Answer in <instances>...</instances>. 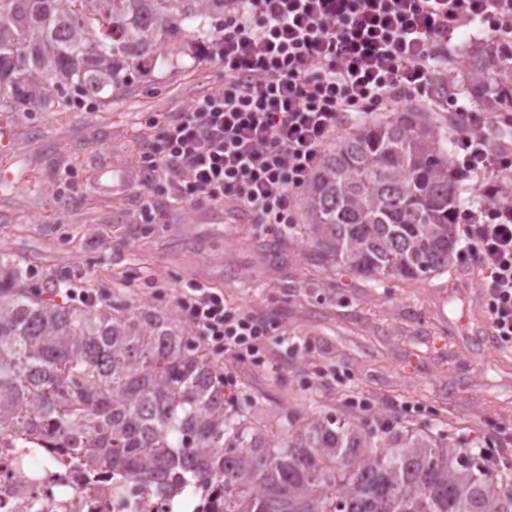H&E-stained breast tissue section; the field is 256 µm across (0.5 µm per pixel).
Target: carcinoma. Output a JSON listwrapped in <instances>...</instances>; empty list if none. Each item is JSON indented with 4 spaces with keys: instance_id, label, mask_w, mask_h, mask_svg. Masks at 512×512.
<instances>
[{
    "instance_id": "1",
    "label": "carcinoma",
    "mask_w": 512,
    "mask_h": 512,
    "mask_svg": "<svg viewBox=\"0 0 512 512\" xmlns=\"http://www.w3.org/2000/svg\"><path fill=\"white\" fill-rule=\"evenodd\" d=\"M225 0H0V112H110L135 76L214 48ZM448 87L512 146V36ZM464 180L426 109L349 132L308 184L312 255L375 284L448 270ZM181 320L57 302L0 251V429L42 430L151 481L224 486V512H512V469L433 427L313 412L270 434Z\"/></svg>"
}]
</instances>
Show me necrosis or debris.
Instances as JSON below:
<instances>
[{"instance_id": "4bbe7bcc", "label": "necrosis or debris", "mask_w": 512, "mask_h": 512, "mask_svg": "<svg viewBox=\"0 0 512 512\" xmlns=\"http://www.w3.org/2000/svg\"><path fill=\"white\" fill-rule=\"evenodd\" d=\"M0 512H224V491L142 482L98 466L60 438L4 429Z\"/></svg>"}]
</instances>
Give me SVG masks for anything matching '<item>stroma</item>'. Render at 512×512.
<instances>
[{
	"instance_id": "obj_1",
	"label": "stroma",
	"mask_w": 512,
	"mask_h": 512,
	"mask_svg": "<svg viewBox=\"0 0 512 512\" xmlns=\"http://www.w3.org/2000/svg\"><path fill=\"white\" fill-rule=\"evenodd\" d=\"M224 84L223 68L185 60L171 78H141L109 112H13L0 116V250L21 260L28 282L53 279L110 304L178 313L182 286L220 289L228 308H244L269 329L268 361L216 363L240 401L269 420L314 397L321 412L395 414L442 428L462 446L488 444L512 465V356L487 340L475 288L454 272L431 283L372 285L344 267L307 256L295 223L260 224L242 211L199 202L144 210L133 159L152 154L164 121ZM282 248L268 255L258 241Z\"/></svg>"
}]
</instances>
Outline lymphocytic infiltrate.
Segmentation results:
<instances>
[{"label":"lymphocytic infiltrate","instance_id":"lymphocytic-infiltrate-1","mask_svg":"<svg viewBox=\"0 0 512 512\" xmlns=\"http://www.w3.org/2000/svg\"><path fill=\"white\" fill-rule=\"evenodd\" d=\"M476 22L511 28L512 0H226L215 52L224 88L166 123L142 183L293 223L291 198L349 119L395 111L404 97L440 106L448 45ZM443 117L462 177L512 173V151L486 141L487 113L457 106ZM458 229L456 261L481 269L493 337L511 345L512 210L478 203L459 212ZM179 305L216 354L255 356L265 345L264 322L227 310L219 293L196 288Z\"/></svg>","mask_w":512,"mask_h":512}]
</instances>
